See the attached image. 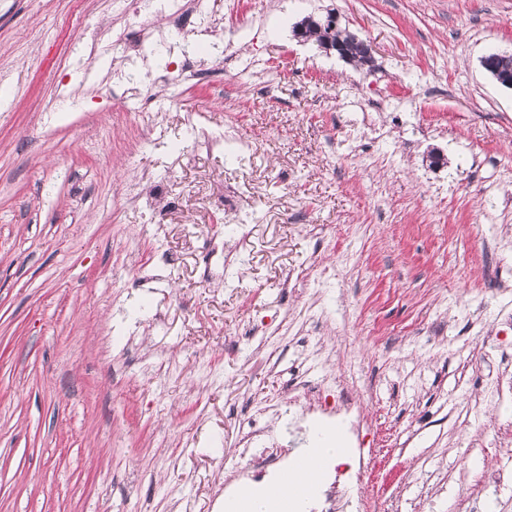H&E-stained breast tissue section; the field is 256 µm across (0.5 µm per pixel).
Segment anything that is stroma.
<instances>
[{"mask_svg":"<svg viewBox=\"0 0 512 512\" xmlns=\"http://www.w3.org/2000/svg\"><path fill=\"white\" fill-rule=\"evenodd\" d=\"M175 2L0 0V512H224L296 380L363 400L381 512H512L471 492L512 475V0ZM330 10L371 69L294 37ZM487 56H489L492 62L490 68L485 71L501 86L511 88L504 85L510 86V80L504 81L503 84V81H500V77L507 74H511L512 76V49L491 52ZM268 427V422L261 417L249 418L243 426L239 450L241 465L233 478L224 482V497L252 482L272 478L288 465V448L279 445Z\"/></svg>","mask_w":512,"mask_h":512,"instance_id":"35a3bbf8","label":"stroma"}]
</instances>
